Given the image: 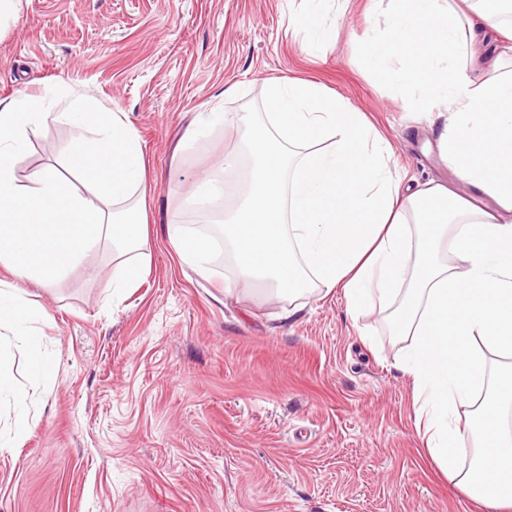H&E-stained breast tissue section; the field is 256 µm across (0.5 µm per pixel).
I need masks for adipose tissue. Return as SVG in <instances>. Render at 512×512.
Here are the masks:
<instances>
[{"label":"adipose tissue","instance_id":"obj_1","mask_svg":"<svg viewBox=\"0 0 512 512\" xmlns=\"http://www.w3.org/2000/svg\"><path fill=\"white\" fill-rule=\"evenodd\" d=\"M489 29L512 41V0H392L386 32L364 42L367 64L445 118L439 154L453 185L404 186L390 167L391 143L342 96L299 79L273 80L252 160L224 157L248 190L224 212V246L239 275L297 300L307 283L342 289L347 310L386 312L391 332L413 339L395 361L413 386L430 458L488 512H512V55L477 77L455 65L460 48ZM65 102L62 120L86 128L66 173L45 168L16 178L28 131ZM145 161L126 114L65 84L45 97L0 100V264L50 282L102 243L127 254L147 239ZM168 242L206 274L210 239L173 221ZM453 253L454 263L443 260ZM45 315L18 289L0 287V403L12 427L0 446L30 431L27 394L4 363L23 350L35 378L52 375L37 329ZM499 359L486 374L487 355ZM475 409L458 422V405ZM476 453L459 469L457 451Z\"/></svg>","mask_w":512,"mask_h":512}]
</instances>
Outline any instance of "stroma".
Segmentation results:
<instances>
[{
  "label": "stroma",
  "mask_w": 512,
  "mask_h": 512,
  "mask_svg": "<svg viewBox=\"0 0 512 512\" xmlns=\"http://www.w3.org/2000/svg\"><path fill=\"white\" fill-rule=\"evenodd\" d=\"M389 0H328L326 39L289 24L304 0H21L0 21V100L58 83L125 112L147 161L140 275L111 285L109 245L49 283L0 264V282L47 317L54 374L10 373L31 431L0 447V512H484L433 466L410 382L394 363L410 338L379 314L352 318L342 291L290 303L209 263L182 264L164 226L191 223L199 177L243 143L264 85L300 78L364 112L407 179L453 181L439 125L367 70L361 43ZM239 85L241 92L224 97ZM224 120L173 154L196 112ZM81 131L32 128L16 176L63 167Z\"/></svg>",
  "instance_id": "1"
}]
</instances>
